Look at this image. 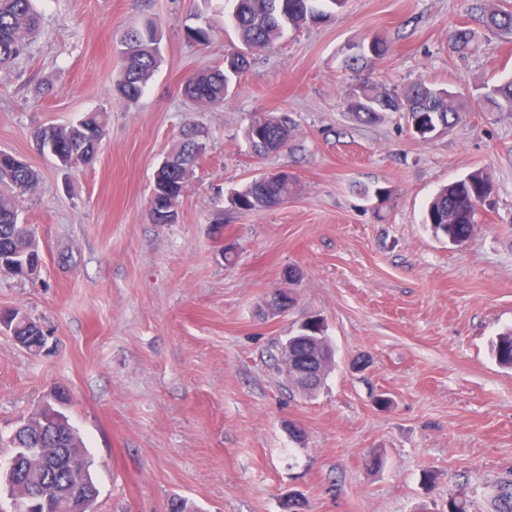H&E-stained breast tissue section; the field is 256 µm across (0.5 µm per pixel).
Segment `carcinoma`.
<instances>
[{"label":"carcinoma","mask_w":512,"mask_h":512,"mask_svg":"<svg viewBox=\"0 0 512 512\" xmlns=\"http://www.w3.org/2000/svg\"><path fill=\"white\" fill-rule=\"evenodd\" d=\"M347 0H227L228 11L224 21L237 34L240 46L224 55V65L197 72L182 84L183 95L203 107L221 106L230 89L250 66V57L269 50L290 29L319 23L331 17L333 11L345 6ZM40 26V15L34 0H0V69L27 55ZM213 26L205 20L187 31L188 40L198 44L209 43ZM488 34L512 35V0H469L465 25L453 29L448 36L452 52L461 56L474 52L481 38ZM161 35L158 27L149 21L139 29L126 31L119 40L118 54L122 67L113 86L112 94L128 102H136L153 76L160 60ZM372 43L370 53L346 56L344 69L358 73L369 62L387 52V44L374 34L364 39ZM384 100L396 103L395 112H404L409 125L424 126L442 120L452 127L466 105L456 93L425 81L416 82L402 90L384 84L360 80L350 85L343 94V105L353 118L362 123L378 122L385 110ZM483 112H512V79L485 87L481 97ZM107 116L92 112L66 126L45 127L36 130L34 137L40 149L66 167L92 163L104 137ZM292 119L283 114L255 116L246 131L250 150L256 155L279 152L290 140ZM208 150V133L198 124L182 129L176 148L163 160L154 175L149 203V216L153 223L164 220L174 223L177 205L189 174ZM40 182L32 167L11 154L0 153V257L16 264L14 276H24V258L33 250V239L25 225L19 223L16 197L33 194ZM295 181L284 171L268 173L248 182L230 197L233 209L242 212H262L280 205L294 191ZM493 194L492 183L482 170H475L465 178L443 186L431 199L425 223L435 234L452 243L466 239L477 216L483 209L484 199ZM21 310L8 314L11 334L15 339L27 341V349L38 352L41 347L40 328L25 317ZM312 341L326 351L335 349L317 320H309L300 331L288 337V345L296 354L308 352ZM493 354L499 365L512 369V329L498 334L492 343ZM46 423L30 430H21L10 439L16 448H68L76 430L71 424L61 427L50 414ZM28 483L37 486L46 481L65 488L72 480V471L56 466L49 458L39 470L28 474ZM496 512H512V480L501 483L495 499Z\"/></svg>","instance_id":"obj_1"}]
</instances>
